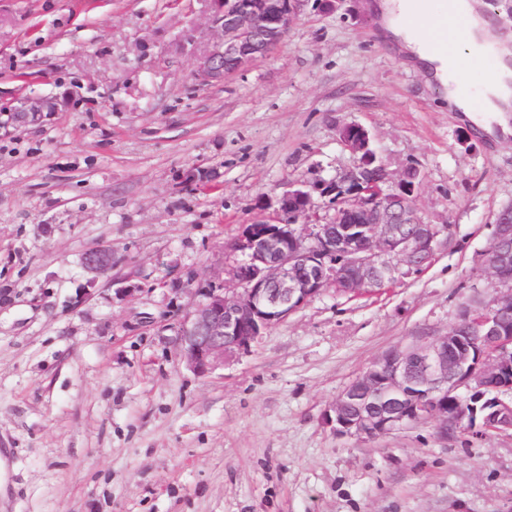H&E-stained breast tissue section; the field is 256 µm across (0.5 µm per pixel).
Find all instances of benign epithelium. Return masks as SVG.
<instances>
[{
	"label": "benign epithelium",
	"instance_id": "obj_1",
	"mask_svg": "<svg viewBox=\"0 0 512 512\" xmlns=\"http://www.w3.org/2000/svg\"><path fill=\"white\" fill-rule=\"evenodd\" d=\"M302 2L214 0L218 40L202 58L201 75L223 79L265 58L288 34ZM60 106L56 97L21 96L4 108L0 131L36 124ZM340 139L353 165L329 180L292 185L272 213L247 225L236 242L246 257L236 269L243 292L229 297L210 290L184 321L179 359L194 372L209 374L250 351L268 327L328 286L372 293L395 281L399 265L421 268L433 258L435 227L418 219L414 229L405 228L415 212L417 169L394 182L363 127H343ZM315 192L328 198L322 214L314 209ZM83 264L108 273L112 249L87 251ZM487 267L489 297L463 304L446 335L386 353L340 392L326 414L337 433L374 439L428 417L512 431V399H505L512 394L510 208L494 226Z\"/></svg>",
	"mask_w": 512,
	"mask_h": 512
}]
</instances>
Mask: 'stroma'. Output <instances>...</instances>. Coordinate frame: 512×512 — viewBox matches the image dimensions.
Returning <instances> with one entry per match:
<instances>
[{
	"label": "stroma",
	"instance_id": "obj_1",
	"mask_svg": "<svg viewBox=\"0 0 512 512\" xmlns=\"http://www.w3.org/2000/svg\"><path fill=\"white\" fill-rule=\"evenodd\" d=\"M335 4L305 0L265 59L205 82L210 0H0V107L64 101L0 132V512H512L510 431L325 422L375 360L486 295L512 207V135L442 106L369 0ZM350 124L393 174L418 168L433 260L371 294L324 288L194 373L184 320L241 291L235 243L261 203L353 163ZM83 264L96 275L107 274L112 269V250L104 247L91 249L85 253Z\"/></svg>",
	"mask_w": 512,
	"mask_h": 512
}]
</instances>
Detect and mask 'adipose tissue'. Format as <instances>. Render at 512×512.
Returning a JSON list of instances; mask_svg holds the SVG:
<instances>
[{"mask_svg": "<svg viewBox=\"0 0 512 512\" xmlns=\"http://www.w3.org/2000/svg\"><path fill=\"white\" fill-rule=\"evenodd\" d=\"M455 5L458 10L471 16L472 22L465 32H449V43L465 51L472 59L479 58L493 48L500 54L497 69L486 76L475 94L465 97L457 95L453 90L454 80L449 71L454 68V61L430 55L427 51V42L431 36L429 24L421 23L416 29L403 25L406 0H383L381 8L390 18L389 30L392 36L403 42L425 64L428 72L447 90L449 99L454 101L456 107L486 122L493 119L495 114L512 108V38L478 19L475 0H455Z\"/></svg>", "mask_w": 512, "mask_h": 512, "instance_id": "obj_1", "label": "adipose tissue"}]
</instances>
